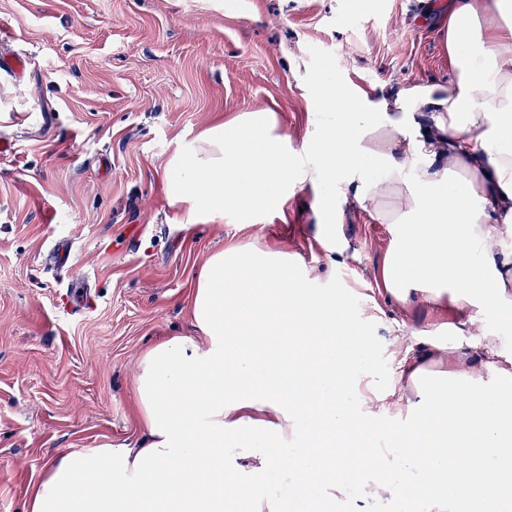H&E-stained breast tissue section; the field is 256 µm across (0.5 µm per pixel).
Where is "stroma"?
Returning <instances> with one entry per match:
<instances>
[{"instance_id": "1", "label": "stroma", "mask_w": 512, "mask_h": 512, "mask_svg": "<svg viewBox=\"0 0 512 512\" xmlns=\"http://www.w3.org/2000/svg\"><path fill=\"white\" fill-rule=\"evenodd\" d=\"M432 0H0V512H25L58 454L133 445L144 429L134 380L141 355L190 336L194 278L228 242L286 253L299 270L335 268L372 353L355 374L397 380L404 347L428 371L454 359L438 337L471 346L473 324L512 346V303L460 314L429 289L393 295L392 225L347 207L343 248L315 235L304 187L250 215L170 205L166 166L206 127L255 108L276 112L299 149L320 106L317 73L393 98L455 77L429 22ZM27 60L22 77L8 64ZM87 277L96 309L64 317L57 241Z\"/></svg>"}]
</instances>
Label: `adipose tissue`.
<instances>
[{
  "label": "adipose tissue",
  "mask_w": 512,
  "mask_h": 512,
  "mask_svg": "<svg viewBox=\"0 0 512 512\" xmlns=\"http://www.w3.org/2000/svg\"><path fill=\"white\" fill-rule=\"evenodd\" d=\"M455 81L409 89L395 101L320 74L314 93L334 121L300 152L276 112L258 109L203 130L167 163L171 205L254 213L299 186L330 184L315 207L316 237L336 250L347 204L394 225L399 244L385 275L396 293L416 283L451 292L462 312L512 299V0H435ZM191 336L141 357L140 447L57 456L26 512H309L329 498L424 499L428 512H505L512 504V356L483 334L485 357L461 345L434 382L401 358L411 395L377 406L349 402V366L370 356L335 290L307 288L286 254L237 242L212 253L194 280ZM408 412L398 449L419 471L393 487H358L367 441L391 414ZM428 440L416 448L414 433ZM293 436L312 445L292 448ZM300 476L293 488L269 480Z\"/></svg>",
  "instance_id": "1"
}]
</instances>
